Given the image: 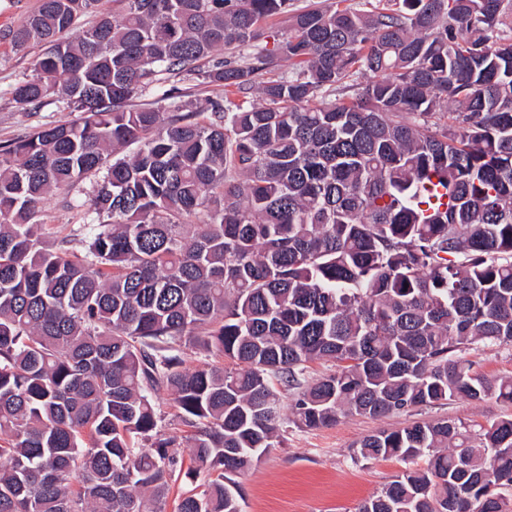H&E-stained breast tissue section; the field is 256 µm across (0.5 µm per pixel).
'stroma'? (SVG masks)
<instances>
[{
	"instance_id": "1",
	"label": "stroma",
	"mask_w": 512,
	"mask_h": 512,
	"mask_svg": "<svg viewBox=\"0 0 512 512\" xmlns=\"http://www.w3.org/2000/svg\"><path fill=\"white\" fill-rule=\"evenodd\" d=\"M40 48L18 51L0 39V142L23 136L32 126L73 120V113L52 104L25 112L11 94L31 74ZM94 180L86 178L70 192H55L42 204L44 224L63 237L82 224L79 204L92 195ZM512 416V404L490 396L479 402L457 399L443 406L423 407L380 419L344 416L332 426L302 430L288 426L282 447L236 475L241 512H357L361 502L380 491L404 470V462L380 459L354 462L355 444L383 429L449 418L469 425L490 426Z\"/></svg>"
}]
</instances>
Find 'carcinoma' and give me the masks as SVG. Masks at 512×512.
I'll list each match as a JSON object with an SVG mask.
<instances>
[{
  "label": "carcinoma",
  "instance_id": "cac0c4a2",
  "mask_svg": "<svg viewBox=\"0 0 512 512\" xmlns=\"http://www.w3.org/2000/svg\"><path fill=\"white\" fill-rule=\"evenodd\" d=\"M278 15L290 76L215 56ZM5 38L42 46L16 103L78 116L0 144V512H165L200 472L176 512H241L229 475L287 423L512 403L463 358L512 347V0H39ZM175 78L222 93L201 109ZM90 175L77 253L41 204ZM420 457L358 512H512V418L353 453Z\"/></svg>",
  "mask_w": 512,
  "mask_h": 512
}]
</instances>
